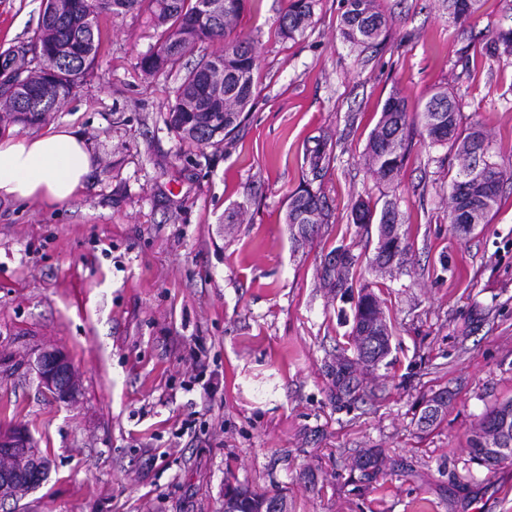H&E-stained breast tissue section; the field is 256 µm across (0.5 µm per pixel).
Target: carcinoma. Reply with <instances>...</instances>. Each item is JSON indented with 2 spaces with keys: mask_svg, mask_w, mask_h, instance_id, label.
I'll use <instances>...</instances> for the list:
<instances>
[{
  "mask_svg": "<svg viewBox=\"0 0 512 512\" xmlns=\"http://www.w3.org/2000/svg\"><path fill=\"white\" fill-rule=\"evenodd\" d=\"M477 0H448V8L459 19L474 12ZM316 0H288L279 16L277 34L295 39L312 24ZM245 0H44L37 31L31 43L0 53V134L12 124L38 126L56 111L93 70L99 49L98 18L104 14L122 16L146 11L157 35V51L140 61L143 73L151 76L180 68L183 57L198 41L219 44L212 55L201 59L182 78L175 101L169 106L165 122L181 140L190 144H214L234 134L244 120L243 114L256 94L254 70L256 55L253 43L233 37ZM388 27V17L379 0H342L338 30L343 40L353 46L368 48L377 44ZM493 54L512 55V28L499 30L490 38ZM419 124L426 135L436 127L443 137L434 143L446 145L459 159L455 173L448 175L449 189L458 192L451 198L448 223L467 233L476 224H488L500 201L503 185L512 180V169L490 160L483 172L493 185L492 195L481 187L465 182L475 149L491 148L487 135L479 128L463 125L459 100L438 89L415 107H410L400 91L385 100L380 117L367 143L369 170L377 180L390 183L400 171L408 147L411 128ZM309 169L313 178L330 163V155L318 145L309 152ZM354 224L378 225V239L371 260L373 268L385 273L401 267L409 245L401 233L399 213L394 203L382 208L366 200L355 202L351 209ZM328 221V209L320 193L305 185L289 197L286 223L292 239L309 243L319 227ZM350 256L323 265L321 276L330 288L348 292L353 288ZM384 313V301L374 296L368 302L357 294L349 344L353 357H336L327 367L330 380L329 398L336 405L355 403L363 398L366 385L360 367H376L387 357L390 348L374 357L366 353V342L374 334L375 315ZM452 398L443 390L424 402L417 419L426 431L438 425ZM508 423L504 445H512V399L489 410L478 422L482 435L469 440L471 460L486 466L512 461V448L492 455L488 447L487 426ZM404 468L399 460H389L375 449H367L354 460L350 481L360 487L377 481L387 467ZM288 512L286 496L279 492L257 493L237 486L224 494V505L231 512H270L272 505Z\"/></svg>",
  "mask_w": 512,
  "mask_h": 512,
  "instance_id": "1",
  "label": "carcinoma"
}]
</instances>
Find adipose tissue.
Masks as SVG:
<instances>
[{
	"mask_svg": "<svg viewBox=\"0 0 512 512\" xmlns=\"http://www.w3.org/2000/svg\"><path fill=\"white\" fill-rule=\"evenodd\" d=\"M95 162L84 137L68 127L0 136V198L66 204L84 191Z\"/></svg>",
	"mask_w": 512,
	"mask_h": 512,
	"instance_id": "adipose-tissue-1",
	"label": "adipose tissue"
}]
</instances>
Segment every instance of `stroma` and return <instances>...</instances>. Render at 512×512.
Instances as JSON below:
<instances>
[{"label": "stroma", "mask_w": 512, "mask_h": 512, "mask_svg": "<svg viewBox=\"0 0 512 512\" xmlns=\"http://www.w3.org/2000/svg\"><path fill=\"white\" fill-rule=\"evenodd\" d=\"M41 2L0 0V53L32 39ZM381 4L386 36L361 51L339 35L341 0H317L292 40L275 33L287 0H249L236 33L258 55L255 100L235 137L202 147L164 121L181 71L140 69L156 46L146 14L101 17L93 75L45 121L89 142L85 190L62 206L0 199V432L25 429L50 462L0 512H224L229 485L284 492L288 512H512V462L468 454L474 425L512 398V185L463 233L448 222L447 146L415 129L392 183L366 165L389 94L414 105L439 87L512 161V55L485 50L512 28V0L464 21L448 0ZM322 139L331 162L312 181ZM307 180L331 218L298 248L286 212ZM360 198L397 206L410 252L396 276L370 267L377 227L352 223ZM337 248L392 332L367 396L340 409L326 365L350 350L352 303L321 280ZM43 348L70 360L75 400L39 384ZM444 388L445 417L420 431ZM365 448L404 469L354 489ZM451 398V393L448 390H443L426 400L417 419L418 428L426 431L438 425L445 415Z\"/></svg>", "instance_id": "35a3bbf8"}]
</instances>
